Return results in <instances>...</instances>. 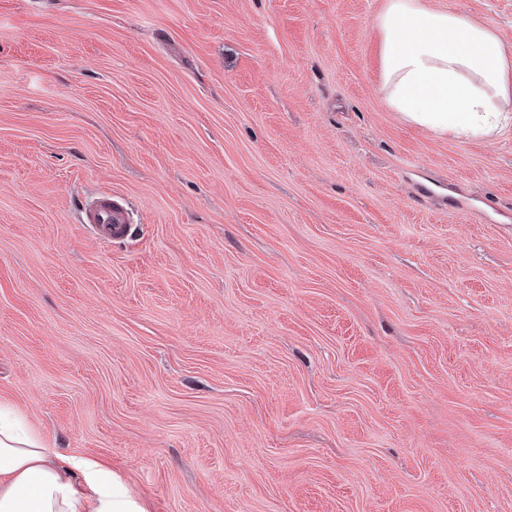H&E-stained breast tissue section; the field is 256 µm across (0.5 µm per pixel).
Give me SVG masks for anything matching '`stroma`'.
Here are the masks:
<instances>
[{"mask_svg": "<svg viewBox=\"0 0 512 512\" xmlns=\"http://www.w3.org/2000/svg\"><path fill=\"white\" fill-rule=\"evenodd\" d=\"M383 6L0 0V403L148 512H512V127L401 120ZM82 212L84 224H88L103 242L123 238L131 230L127 210L112 200V194L90 200Z\"/></svg>", "mask_w": 512, "mask_h": 512, "instance_id": "obj_1", "label": "stroma"}]
</instances>
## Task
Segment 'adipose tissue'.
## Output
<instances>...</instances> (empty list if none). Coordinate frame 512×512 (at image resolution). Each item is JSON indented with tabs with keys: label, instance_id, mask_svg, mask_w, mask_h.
I'll return each mask as SVG.
<instances>
[{
	"label": "adipose tissue",
	"instance_id": "1",
	"mask_svg": "<svg viewBox=\"0 0 512 512\" xmlns=\"http://www.w3.org/2000/svg\"><path fill=\"white\" fill-rule=\"evenodd\" d=\"M381 90L403 121L440 137L488 139L512 123V54L494 30L424 0H386ZM0 512H146L97 460L62 456L0 404Z\"/></svg>",
	"mask_w": 512,
	"mask_h": 512
}]
</instances>
